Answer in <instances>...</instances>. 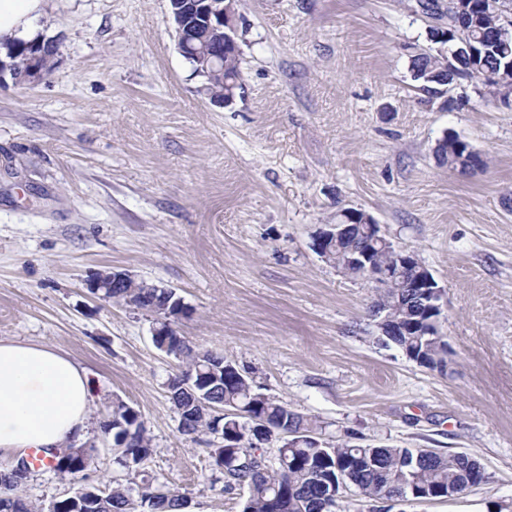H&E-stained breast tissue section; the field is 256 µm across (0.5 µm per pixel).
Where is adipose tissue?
Masks as SVG:
<instances>
[{
    "label": "adipose tissue",
    "mask_w": 512,
    "mask_h": 512,
    "mask_svg": "<svg viewBox=\"0 0 512 512\" xmlns=\"http://www.w3.org/2000/svg\"><path fill=\"white\" fill-rule=\"evenodd\" d=\"M47 0H0V45L28 42ZM94 383L86 368L52 348L0 340V452L65 449L86 435Z\"/></svg>",
    "instance_id": "ef3b65f1"
}]
</instances>
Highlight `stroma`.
<instances>
[{
	"mask_svg": "<svg viewBox=\"0 0 512 512\" xmlns=\"http://www.w3.org/2000/svg\"><path fill=\"white\" fill-rule=\"evenodd\" d=\"M241 86L211 103L178 50L169 0H49L60 52L32 87L0 85V340L68 355L96 382L91 417L123 401L153 453L141 468L186 512H242L204 437L167 393L181 363L155 315L92 297L113 267L171 288L176 328L263 393L320 421L326 440L463 452L487 481L389 512H512V102L479 82L453 109L411 78L427 51L415 0H236ZM453 134L477 167L433 150ZM370 214L447 299L446 373L375 339L373 282L312 249L337 210ZM74 485L32 469L22 495Z\"/></svg>",
	"mask_w": 512,
	"mask_h": 512,
	"instance_id": "obj_1",
	"label": "stroma"
}]
</instances>
